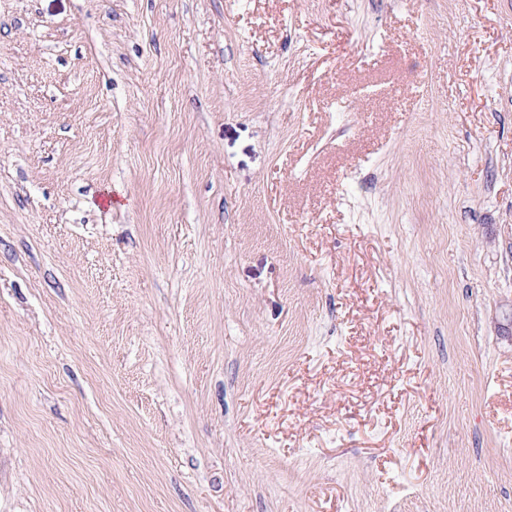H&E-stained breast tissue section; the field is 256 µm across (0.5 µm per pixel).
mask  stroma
Here are the masks:
<instances>
[{"label": "stroma", "instance_id": "obj_1", "mask_svg": "<svg viewBox=\"0 0 512 512\" xmlns=\"http://www.w3.org/2000/svg\"><path fill=\"white\" fill-rule=\"evenodd\" d=\"M511 311L512 0H0V512H512Z\"/></svg>", "mask_w": 512, "mask_h": 512}]
</instances>
